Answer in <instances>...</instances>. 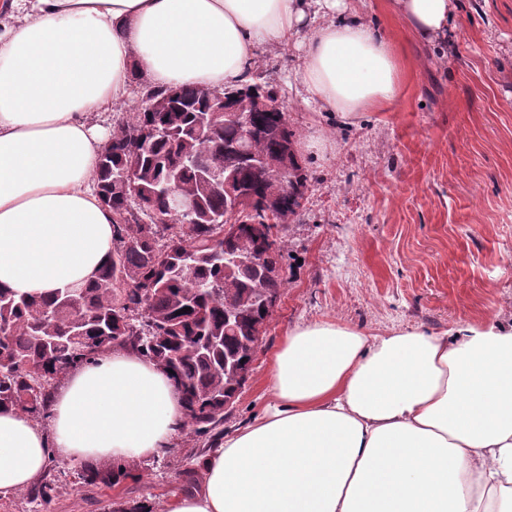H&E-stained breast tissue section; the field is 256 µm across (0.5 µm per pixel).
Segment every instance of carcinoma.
<instances>
[{"mask_svg": "<svg viewBox=\"0 0 512 512\" xmlns=\"http://www.w3.org/2000/svg\"><path fill=\"white\" fill-rule=\"evenodd\" d=\"M253 91L272 104L250 113L253 133L220 121L215 138L197 121L207 107L204 88H149L145 97L169 101L165 112L138 107L113 132L100 154L95 181L112 210L113 245L95 279L47 298L0 289V408L34 422L50 415L51 388L71 370L108 349H132L163 370L174 371L184 405L182 430L212 448L224 438V413L233 408L252 371L272 309L262 292L278 294L285 279H265L266 264L283 259L278 232L297 217L301 203L279 176L287 142L296 131L284 121V102L267 82L226 87L231 99ZM266 159L263 169L248 155ZM224 165L241 206L237 234L224 237V188L201 177L209 164ZM130 169L137 191L114 179ZM199 201L185 214L169 207L160 187L171 181ZM147 216L145 222L142 216ZM263 220L256 236L248 222ZM246 253L259 263H224V254ZM188 307L190 311L179 313ZM133 477L119 463L87 469L81 479L107 487Z\"/></svg>", "mask_w": 512, "mask_h": 512, "instance_id": "cac0c4a2", "label": "carcinoma"}]
</instances>
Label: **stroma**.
I'll list each match as a JSON object with an SVG mask.
<instances>
[{"mask_svg": "<svg viewBox=\"0 0 512 512\" xmlns=\"http://www.w3.org/2000/svg\"><path fill=\"white\" fill-rule=\"evenodd\" d=\"M441 49L419 43L389 0H349L395 46L401 89L385 107L339 123L306 107L298 46L261 47L254 75L276 88L288 123L313 143L309 181L287 244L280 291L252 372L224 417L232 431L265 403L261 379L295 325L336 318L377 334L512 322V0H454ZM149 81L91 122L111 135L130 120ZM202 443L177 433L157 457L133 459V478L89 485L83 464L52 459L49 512H124L192 488Z\"/></svg>", "mask_w": 512, "mask_h": 512, "instance_id": "obj_1", "label": "stroma"}]
</instances>
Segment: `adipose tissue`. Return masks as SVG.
<instances>
[{
    "instance_id": "1",
    "label": "adipose tissue",
    "mask_w": 512,
    "mask_h": 512,
    "mask_svg": "<svg viewBox=\"0 0 512 512\" xmlns=\"http://www.w3.org/2000/svg\"><path fill=\"white\" fill-rule=\"evenodd\" d=\"M418 41L442 42L450 0H392ZM299 42L302 102L345 121L397 98L390 40L346 0H0V288L48 295L90 282L113 239L94 182L91 114L156 88L249 79L262 46ZM267 403L226 434L163 512H512V325L371 335L337 319L289 330ZM184 421L172 378L106 350L56 393L52 427L0 409V498L50 457L161 454Z\"/></svg>"
}]
</instances>
